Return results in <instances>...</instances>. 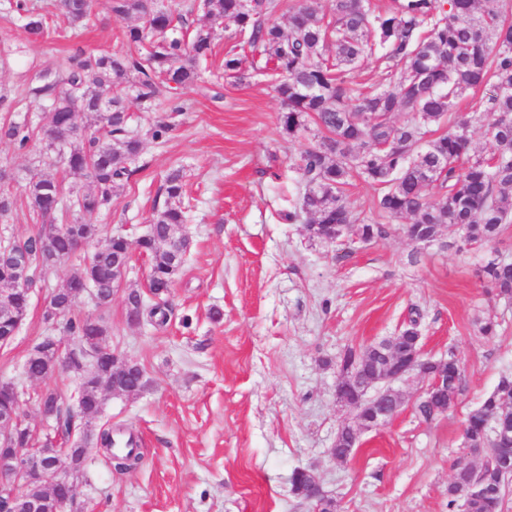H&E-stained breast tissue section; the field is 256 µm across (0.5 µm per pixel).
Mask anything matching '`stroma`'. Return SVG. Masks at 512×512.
Segmentation results:
<instances>
[{"label": "stroma", "instance_id": "35a3bbf8", "mask_svg": "<svg viewBox=\"0 0 512 512\" xmlns=\"http://www.w3.org/2000/svg\"><path fill=\"white\" fill-rule=\"evenodd\" d=\"M51 11L50 34L34 39L15 14L0 10V123L28 121V149L0 139V191L14 207L0 216V235L25 238L41 221L25 204V187L42 152L50 103L29 95L38 75L61 73L76 51H124L126 21L109 0H94L92 22L72 28L57 14L58 0H29ZM214 53L204 80L171 103L127 104L143 136L138 169L111 204L88 216L99 233L142 235L164 175L183 169L189 203L184 231L192 246L171 290L166 326L132 324L125 316L128 289L145 290L149 260L134 255L106 316L108 341L119 359L139 363L149 386L135 397L108 395L102 421L129 428L139 438L142 464L125 473L93 456L79 481L83 512H313L293 491L297 469L313 471L342 512H450L448 483L454 462L467 455L468 414L512 376V299L496 295L479 273L485 260L512 261V225L495 243L460 249H419L390 220V234L363 243L310 238L305 225L286 220L298 207L296 173L311 134L283 131L281 99L263 76L244 82L225 77L228 50L249 56L233 27L214 28ZM171 129L156 141V118ZM71 273L47 272L31 295L30 309L13 343L0 349V381L25 393L43 384L26 377L24 361L42 336L64 344L62 323L45 321L48 292ZM494 317L497 334L479 332ZM418 319L427 355L455 354L461 387L448 412L427 421L415 412L420 380L397 383L404 398L386 426L363 433L346 461L329 450L338 429L355 414L336 400L337 364L359 349L399 333Z\"/></svg>", "mask_w": 512, "mask_h": 512}]
</instances>
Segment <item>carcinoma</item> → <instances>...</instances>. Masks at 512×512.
<instances>
[{
	"label": "carcinoma",
	"mask_w": 512,
	"mask_h": 512,
	"mask_svg": "<svg viewBox=\"0 0 512 512\" xmlns=\"http://www.w3.org/2000/svg\"><path fill=\"white\" fill-rule=\"evenodd\" d=\"M7 9L34 38L49 31L48 16L29 7L28 0H6ZM333 12L325 19L317 0H189L185 13L159 6L158 0H111L112 14L119 19L135 17L141 24L125 30L128 50L122 54L92 56L83 52L67 59V76L43 72L39 84L30 88L35 98L52 100L45 113V127L63 138L58 146L60 161L70 171L89 179L84 190L65 191L63 180L43 171L28 183L27 202L43 220V229L18 241L16 251L30 264L28 287L15 288L12 266L0 262V301L10 304L12 317L0 318V348L9 346L29 311V292L36 276L56 266L71 264L72 273L62 288L53 291V311H44L48 321L63 319L77 339L68 353L72 373L94 369L97 378L81 390L65 393L45 387L35 393V402L51 413L58 452L68 461L69 479L76 481L93 453L102 455L114 470L135 469L143 455L134 433L128 431L130 448H114L118 430L95 428L93 420L105 407V393L112 391V347L106 344L104 318L71 317L73 290L95 286L93 298L100 308L112 302L119 284L112 281V264L130 258L128 238L111 234L92 264L78 259L75 237L90 239L98 229L93 224L57 223L58 215L77 212L91 215L109 205L112 195L136 172L132 168L142 151L139 133L129 125L126 106L117 88H127L135 99L154 103L169 94L196 85L201 80L198 62L212 57L213 27L231 24L239 40L251 50L247 62L232 50L224 55V75L242 81L272 70L274 89L285 109L280 123L290 136L316 129L315 141L297 164L304 188L299 208L288 212L292 224L307 225L310 236L324 239L330 224H348L360 240L383 238L389 228L382 224H357L346 202V187L356 178L378 187L376 209L389 218L413 217L408 229L436 241L448 238L458 247L494 242L504 225L512 223V210L503 207L499 194L512 190V0H393L391 7L377 9L373 0H332ZM72 26L91 20L87 0H60ZM288 14V29L276 21ZM196 17V25L186 16ZM335 48V62L324 54ZM381 49L386 64L385 84L364 92L353 85L346 72L367 51ZM490 88L480 109L458 112L460 101L470 92ZM396 112H410L396 123ZM89 115L96 129L88 136L77 133L79 115ZM448 123V129L429 138L432 126ZM477 123L493 144L490 156L472 152L470 127ZM33 132L15 122L0 127L20 149L28 147ZM439 189L430 200L425 188ZM184 174L170 171L161 193L165 200L154 208L148 232L140 237V252L151 257L148 288L156 297L166 296L184 259H174L162 248L163 241L179 234L185 215L181 199ZM483 277L498 292L512 298V262H488ZM127 319L166 321L159 306L147 307L141 292L125 294ZM417 320L398 334L397 347H414ZM98 337L96 356L84 347L83 337ZM60 341L43 336L24 362L32 380L44 381L57 371L55 355ZM381 358L369 354L353 360L361 384L371 381ZM125 394L138 396L148 387L144 369L127 365ZM461 373L455 355H448V394L444 404L456 399ZM19 392L14 383H0V409L14 407ZM512 418V378H502L466 420L467 447L482 448L480 463L458 461L448 484V507L460 501L459 491L481 482L489 488L486 497L469 501L466 512H503L508 477L496 464V449L512 448V427L507 432L492 429L495 419ZM25 496L37 503L38 512H60L62 493L36 482Z\"/></svg>",
	"instance_id": "obj_1"
}]
</instances>
